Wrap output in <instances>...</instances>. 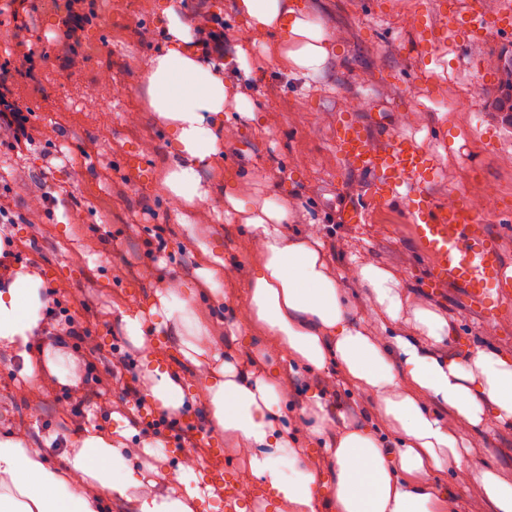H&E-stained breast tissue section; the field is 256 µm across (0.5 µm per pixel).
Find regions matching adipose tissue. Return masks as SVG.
Wrapping results in <instances>:
<instances>
[{
	"label": "adipose tissue",
	"mask_w": 512,
	"mask_h": 512,
	"mask_svg": "<svg viewBox=\"0 0 512 512\" xmlns=\"http://www.w3.org/2000/svg\"><path fill=\"white\" fill-rule=\"evenodd\" d=\"M236 8L247 29L276 32L274 54L290 73L320 72L328 37L292 0H237ZM163 14L164 44L149 58L145 76L149 107L170 134L159 187L185 205L223 197L225 215H240L250 227L257 253L244 308L265 339L205 348L196 288L156 292L147 309L122 316L126 337L141 351L147 403L159 414L184 413L192 408L195 386L203 387L212 431L235 443L252 477L234 512H248L255 502L263 512L286 506L292 512H447L448 493L430 481L447 465L458 481H477L494 512H512V483L490 469L466 468L457 429L461 421L476 430L512 424V356L476 348L438 357L434 345L451 334L448 321L426 306L405 311L400 275L373 263L349 272L383 311L379 326L367 325L346 299L318 237L282 233L289 212L277 192L249 207L234 178L204 183L203 170L224 148L225 112L251 119L255 107L189 49V29L174 8ZM150 320L198 367L196 381L157 360L145 334ZM49 321L42 278L16 270L0 287V348L21 359V377H30V348ZM267 341L280 361L340 372L373 403L372 420L322 448L325 469H317L312 449L289 434L286 385L277 364L262 361ZM132 435L129 418L118 415L110 428H83L61 452L51 438L28 448L0 437V512H102L109 501L131 512H206L209 500L223 497V486L191 481L198 454L173 461L156 446L128 447Z\"/></svg>",
	"instance_id": "ef3b65f1"
}]
</instances>
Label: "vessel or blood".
Returning a JSON list of instances; mask_svg holds the SVG:
<instances>
[{
	"label": "vessel or blood",
	"instance_id": "obj_1",
	"mask_svg": "<svg viewBox=\"0 0 512 512\" xmlns=\"http://www.w3.org/2000/svg\"><path fill=\"white\" fill-rule=\"evenodd\" d=\"M468 12L474 40L500 22L487 16L484 0H469ZM336 151L351 168L373 174V189L382 200L410 197L412 227L428 265L429 288H462L473 311L488 320L498 318L503 304L512 300V276L506 272L498 239L465 205L451 207L430 194V156L402 136L376 147L368 126L356 121L338 134Z\"/></svg>",
	"mask_w": 512,
	"mask_h": 512
}]
</instances>
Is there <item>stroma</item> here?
Wrapping results in <instances>:
<instances>
[{"mask_svg":"<svg viewBox=\"0 0 512 512\" xmlns=\"http://www.w3.org/2000/svg\"><path fill=\"white\" fill-rule=\"evenodd\" d=\"M236 0H209L224 17L234 47L262 57L270 32L243 34ZM325 30L330 54L320 73L295 76L276 64L254 71L249 93L255 119L230 112L227 140L215 163L236 175L246 202L277 190L290 211L285 236L316 235L342 276L341 284L358 315L375 311L367 289L347 276L357 264L375 263L400 272L408 303L430 304L451 326L442 350L459 353L493 346L512 353V302L500 319L486 321L470 312L457 288L432 293L427 267L411 232L408 204L386 203L371 186L372 174L343 165L335 150L336 128L347 120L372 129L378 145L392 135L407 137L432 157L433 196L480 201L478 217L498 237L512 266V231L498 222L512 210V129L495 118L498 67L512 59V19L489 28L480 42L469 41L464 21L468 0L448 16L443 0H298ZM96 19L80 49L82 62L60 70L53 44L57 0H34L32 40L45 53L38 59L39 84L16 78L15 93L36 114L41 132L35 147L0 156V201L19 215L12 230L13 251L25 270L42 276L86 335L72 359L82 377L105 375L113 347L123 345L122 313L147 307L160 287L194 283L200 264L170 198L156 188L167 160L169 135L146 99L145 65L164 43L162 11H195L197 0H93ZM446 37H437L439 29ZM460 100L455 111L446 104ZM60 201L52 214L32 216L31 205L45 196ZM358 207L365 223L348 224L343 214ZM196 233L218 247L229 264L224 296L217 309L196 302L211 340H247L250 328L241 309L249 276L251 234L223 211L202 209ZM164 279H157V272ZM118 378L110 381L107 403L92 413L78 411L79 392L52 385L31 396L29 382L8 353L0 351V436L15 435L40 447L51 436H74L83 425L111 426L113 414H127L125 386H142L139 350ZM288 403L298 430L312 394L325 406L339 404L344 421L355 425L372 407L361 396L324 392L322 373L296 367ZM475 466L498 471L512 482V425L473 430L460 424ZM204 454L203 478L222 471L239 484L249 476L229 442L197 441ZM439 488L451 490L448 512H491L477 483L457 484L451 470L435 474Z\"/></svg>","mask_w":512,"mask_h":512,"instance_id":"obj_1","label":"stroma"}]
</instances>
